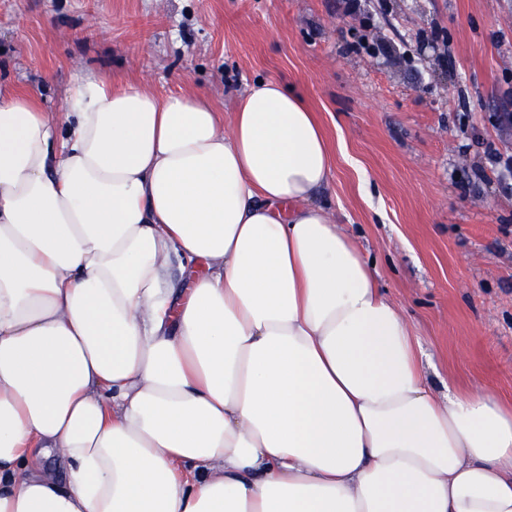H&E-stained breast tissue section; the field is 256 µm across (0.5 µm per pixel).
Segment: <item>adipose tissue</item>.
<instances>
[{"label": "adipose tissue", "mask_w": 512, "mask_h": 512, "mask_svg": "<svg viewBox=\"0 0 512 512\" xmlns=\"http://www.w3.org/2000/svg\"><path fill=\"white\" fill-rule=\"evenodd\" d=\"M331 172L278 79L0 83V512H512V402L431 382Z\"/></svg>", "instance_id": "ef3b65f1"}]
</instances>
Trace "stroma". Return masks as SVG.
I'll use <instances>...</instances> for the list:
<instances>
[{
	"label": "stroma",
	"instance_id": "stroma-1",
	"mask_svg": "<svg viewBox=\"0 0 512 512\" xmlns=\"http://www.w3.org/2000/svg\"><path fill=\"white\" fill-rule=\"evenodd\" d=\"M81 73L221 111L296 88L333 156L317 201L357 234L431 380L512 401V0H0V81L64 111Z\"/></svg>",
	"mask_w": 512,
	"mask_h": 512
}]
</instances>
